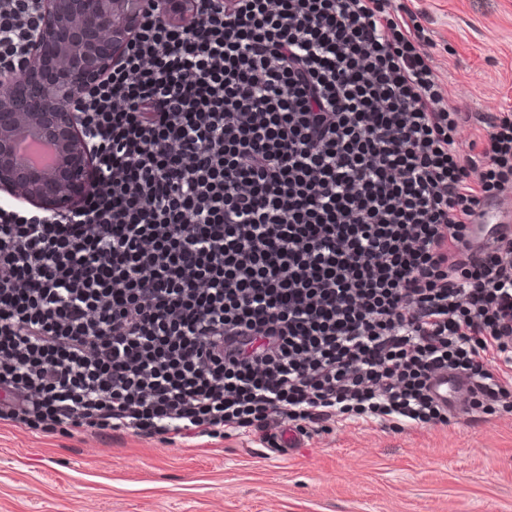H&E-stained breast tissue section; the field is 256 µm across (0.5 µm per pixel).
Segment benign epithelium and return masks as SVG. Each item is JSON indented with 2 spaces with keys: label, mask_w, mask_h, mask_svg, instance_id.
<instances>
[{
  "label": "benign epithelium",
  "mask_w": 512,
  "mask_h": 512,
  "mask_svg": "<svg viewBox=\"0 0 512 512\" xmlns=\"http://www.w3.org/2000/svg\"><path fill=\"white\" fill-rule=\"evenodd\" d=\"M171 7V0H37L26 65L0 73L1 193L55 216L80 209L100 189L76 94L108 76L146 13L166 22ZM21 135L53 144L55 164L19 165L14 143Z\"/></svg>",
  "instance_id": "benign-epithelium-1"
}]
</instances>
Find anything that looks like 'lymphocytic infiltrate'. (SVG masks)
<instances>
[{"instance_id": "obj_1", "label": "lymphocytic infiltrate", "mask_w": 512, "mask_h": 512, "mask_svg": "<svg viewBox=\"0 0 512 512\" xmlns=\"http://www.w3.org/2000/svg\"><path fill=\"white\" fill-rule=\"evenodd\" d=\"M36 0H0V72ZM415 0H190L77 101L102 190L0 203V424L162 442L447 424L512 396V108L463 111ZM480 136L460 144L459 128ZM495 370H488V363ZM470 384L464 378L449 377L448 374H437L432 379V391L435 397L441 401L449 404L452 408L451 411H456L461 406V401L457 399V394L461 390L468 389Z\"/></svg>"}]
</instances>
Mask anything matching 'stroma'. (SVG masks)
Segmentation results:
<instances>
[{"instance_id": "stroma-1", "label": "stroma", "mask_w": 512, "mask_h": 512, "mask_svg": "<svg viewBox=\"0 0 512 512\" xmlns=\"http://www.w3.org/2000/svg\"><path fill=\"white\" fill-rule=\"evenodd\" d=\"M454 104L512 106V0H418ZM0 512H512V410L396 430L345 420L293 450L0 426Z\"/></svg>"}]
</instances>
